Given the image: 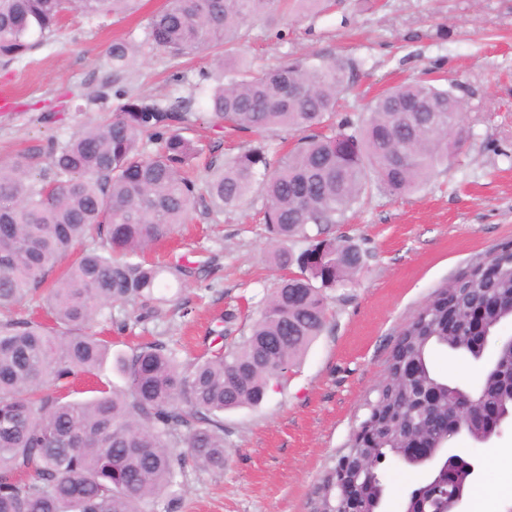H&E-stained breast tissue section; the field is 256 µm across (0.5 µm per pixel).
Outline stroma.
Listing matches in <instances>:
<instances>
[{"instance_id": "obj_1", "label": "stroma", "mask_w": 512, "mask_h": 512, "mask_svg": "<svg viewBox=\"0 0 512 512\" xmlns=\"http://www.w3.org/2000/svg\"><path fill=\"white\" fill-rule=\"evenodd\" d=\"M165 4L140 0L123 18L65 13L24 60L0 64V160L102 123L117 105L116 88L164 102L197 93L210 56L174 60L143 42L149 18ZM273 28L262 19L250 31L246 50L255 66L314 51L363 61L347 98L351 113L381 88L437 70L467 102V132L447 166L417 191L400 198L368 192L336 225V236L359 245L361 271L327 289L326 326L282 386L260 407L225 412L224 471L189 475L180 512H313L322 477L363 420L406 321L436 289L512 240V0H335L329 11L295 22L287 41L276 40ZM129 37L142 43L139 60L113 72L106 49ZM100 91L109 93L107 105L90 102ZM261 207L254 198L218 221L183 225L155 246L152 258L177 252L206 268L185 283L169 281L163 317L113 334V354L145 338L199 355L219 321L226 343L246 335L281 276L264 258ZM501 447H512V428L478 447L482 493L463 512H512V496L503 493L512 489V466L493 459ZM383 469L385 512H403L419 477L392 459Z\"/></svg>"}]
</instances>
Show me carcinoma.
<instances>
[{"mask_svg": "<svg viewBox=\"0 0 512 512\" xmlns=\"http://www.w3.org/2000/svg\"><path fill=\"white\" fill-rule=\"evenodd\" d=\"M134 0H0V62L23 58L50 33L63 13L120 16ZM318 15L331 0H167L144 30V42L174 59L214 53L213 84L204 116L217 134L252 137L240 153L223 157L210 147L203 184L187 175L203 147L187 136L193 99L163 104L151 95L124 99L104 122L63 143H51L48 166L33 174L35 153L0 162V512H178L188 471H224L227 410L259 407L269 390L318 336L327 320L324 290L363 267L351 240H336L334 226L375 189L389 197L419 188L451 149L464 140L448 127L458 109L452 87L436 77L411 80L379 93L358 114L336 119L361 63L311 53L287 57L256 71L240 53L262 17ZM112 69L130 68L138 45L127 39L108 47ZM298 135L276 146L264 133ZM260 191L272 249L267 261L282 278L247 336L183 359L161 340L139 342L116 358L124 386L99 377L112 354V339L94 331L112 323V309L127 321L158 319L171 299L158 294L165 281L180 284L196 266L185 256L159 264L146 251L196 216L236 211ZM91 239L95 246L77 251ZM307 243L296 253L292 244ZM481 265L437 290L406 322L405 348H395L387 373L367 401L366 421L403 406L408 388L396 362L402 352L419 361L422 380L441 391L457 384L438 374L431 353L445 348L479 355L465 341V324L448 336L434 314L452 302L459 317L485 294L512 302V262L491 253ZM42 293L45 317H17L13 310ZM88 379L86 399H75V381ZM418 434L412 427L385 435L379 448L359 452L378 459ZM367 497L386 494L376 468H350ZM336 474L328 470L315 512H336Z\"/></svg>", "mask_w": 512, "mask_h": 512, "instance_id": "obj_1", "label": "carcinoma"}]
</instances>
